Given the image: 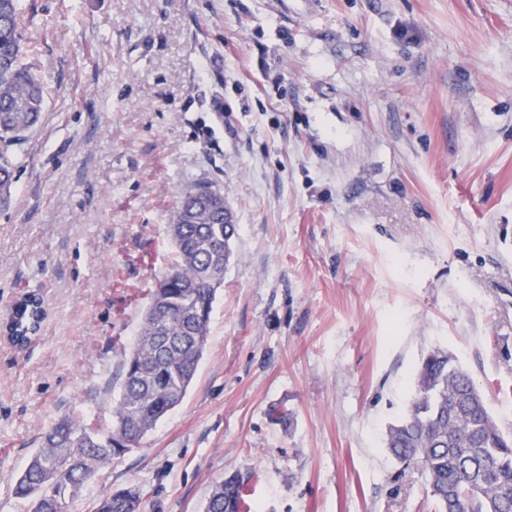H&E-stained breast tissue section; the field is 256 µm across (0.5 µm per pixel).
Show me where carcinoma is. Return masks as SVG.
<instances>
[{"label": "carcinoma", "mask_w": 512, "mask_h": 512, "mask_svg": "<svg viewBox=\"0 0 512 512\" xmlns=\"http://www.w3.org/2000/svg\"><path fill=\"white\" fill-rule=\"evenodd\" d=\"M22 12V0H0V206L10 203L15 183L10 147L39 122L45 106L43 78L22 42ZM170 232L179 261L151 291L123 363L111 435L69 417L50 428L12 487L16 498L32 506L30 512H36L41 493L47 512H67L76 500L66 494L68 484L86 485L113 456L135 449L186 397L217 295L207 273L220 255L229 264L238 225L224 223L222 191L203 184L181 196ZM43 318L42 301L31 295L5 335L23 348ZM385 447L400 462L421 463L439 512H512V439L448 351L437 348L422 358L403 416L386 429ZM247 483L236 473L215 484L204 512H242ZM141 503L140 489L128 486L102 497L95 512H138Z\"/></svg>", "instance_id": "obj_1"}]
</instances>
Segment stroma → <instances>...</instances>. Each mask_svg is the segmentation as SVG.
<instances>
[{
	"label": "stroma",
	"mask_w": 512,
	"mask_h": 512,
	"mask_svg": "<svg viewBox=\"0 0 512 512\" xmlns=\"http://www.w3.org/2000/svg\"><path fill=\"white\" fill-rule=\"evenodd\" d=\"M47 103L0 210V512L41 436L112 428L121 369L176 260L183 192L238 226L183 403L68 512L129 485L203 512H435L384 446L416 367L453 353L512 434V0H23ZM223 112H215V104ZM44 318L42 301L29 295L13 314L5 329L8 340L18 348H24L37 333ZM248 477L236 473L215 484L208 496L205 512H242Z\"/></svg>",
	"instance_id": "stroma-1"
}]
</instances>
